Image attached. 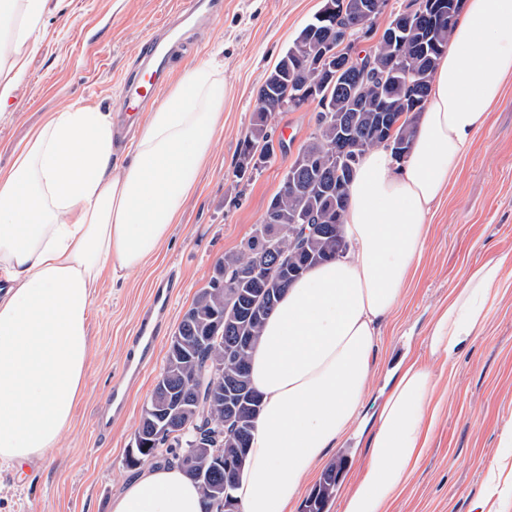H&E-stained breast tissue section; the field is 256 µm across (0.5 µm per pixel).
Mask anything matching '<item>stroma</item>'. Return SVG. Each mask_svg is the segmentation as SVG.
Masks as SVG:
<instances>
[{
  "mask_svg": "<svg viewBox=\"0 0 512 512\" xmlns=\"http://www.w3.org/2000/svg\"><path fill=\"white\" fill-rule=\"evenodd\" d=\"M176 4L62 0L50 5L20 94L12 108L0 112V169L11 166L18 145L49 113L77 101L115 115L123 112L121 87L129 63ZM322 6L323 0H224L223 16L196 37L188 62L215 54L224 61L229 92L224 128L168 240L139 272L99 288L92 303L93 352L82 402L58 447L26 467L0 468V512H111L113 498L134 474L125 456L184 312L207 286L224 253L239 250L262 222L289 165L316 128L319 106L313 100L273 114L271 162L250 180L235 178L258 89ZM430 224L422 263L373 354L364 423L316 465L289 512H303L327 465L340 459L345 466L326 512H341V493L367 462L370 434L390 378L402 360L414 358L436 376L443 409L430 447L389 512H469L475 497L492 492L487 471L496 461L502 430L512 425V81ZM502 256L508 259L504 284L481 335L455 367L431 357L423 342L436 309L473 266ZM171 269L180 273L183 286L172 298L154 360L130 389L125 414L113 421L107 435H100L95 417L106 408L112 384L134 346L155 282Z\"/></svg>",
  "mask_w": 512,
  "mask_h": 512,
  "instance_id": "35a3bbf8",
  "label": "stroma"
}]
</instances>
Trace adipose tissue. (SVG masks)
Masks as SVG:
<instances>
[{
    "label": "adipose tissue",
    "instance_id": "ef3b65f1",
    "mask_svg": "<svg viewBox=\"0 0 512 512\" xmlns=\"http://www.w3.org/2000/svg\"><path fill=\"white\" fill-rule=\"evenodd\" d=\"M0 29V110L15 99L47 0H7ZM224 64L186 66L124 150L111 113L75 103L50 113L0 169V462L57 447L83 396L94 294L140 269L170 235L224 126ZM512 77V0H464L438 61L404 163L363 154L349 183L335 260L312 267L267 319L250 361L262 396L235 495L241 512H287L327 449L361 419L371 357L420 266L426 222L459 176ZM503 264L470 269L425 340L454 361L482 332ZM423 362L400 364L342 512H387L418 466L440 412ZM178 466L149 465L112 512H204Z\"/></svg>",
    "mask_w": 512,
    "mask_h": 512
}]
</instances>
